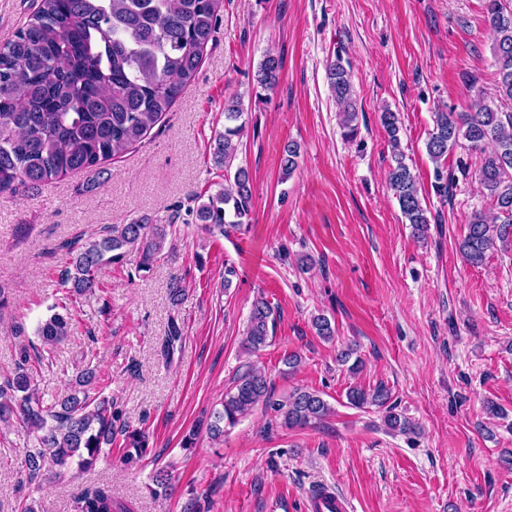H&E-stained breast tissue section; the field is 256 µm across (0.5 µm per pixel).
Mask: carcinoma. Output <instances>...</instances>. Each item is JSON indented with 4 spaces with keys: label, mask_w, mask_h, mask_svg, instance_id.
<instances>
[{
    "label": "carcinoma",
    "mask_w": 512,
    "mask_h": 512,
    "mask_svg": "<svg viewBox=\"0 0 512 512\" xmlns=\"http://www.w3.org/2000/svg\"><path fill=\"white\" fill-rule=\"evenodd\" d=\"M220 0H37L33 12L14 38L0 46V195L19 186H35L69 172L97 168L127 152L161 121L184 88L195 79L204 51L219 24ZM493 28L496 66L493 100L479 97L467 112L434 114L426 152L435 164L434 188L443 199L453 186L445 161L462 148L479 153L475 178L493 204V212H476L458 244L462 258L481 265L496 243L512 242V7L505 0H487ZM281 62L265 53L255 84L270 91L279 82ZM329 86L340 108L344 137L358 133L350 67L341 58L330 62ZM240 98L224 104V131L214 137V163L224 169V184L208 195L193 198L190 209L200 231L211 237L227 228L251 223L252 187L247 168L236 164L245 131ZM381 124L391 147L389 188L405 220L417 237L425 236L431 219L419 194L416 176L405 163L400 146V121L386 108ZM300 149L290 142L283 148L282 173L298 166ZM173 224H154L144 217L128 224H105L88 238L76 237L61 249L66 262L58 273L63 297L49 307L37 326L39 344L22 347L14 372L0 382V423L16 419L33 436V448L24 457L31 481L49 471L57 477L89 470L102 448L112 446L116 434L124 437L128 463L141 460L148 436L129 429L118 402L105 395L97 366L85 363L69 383V390L51 401L41 396L33 365L52 363L55 345L68 335L70 305L96 297L104 265L137 259L136 270L150 271L160 259ZM273 310L264 300L251 309L244 348L255 352L266 346ZM183 332L171 322L163 353L171 359ZM349 404L384 410V424L394 432L413 433L415 424L396 412L391 393L379 384L372 389L353 386ZM261 404L273 410L288 427H303L329 412L320 392L297 388L277 399L267 376L249 368L224 393L222 409L213 413L207 429L214 438L224 435L222 423ZM76 512H130L112 498L108 485L89 487L74 497Z\"/></svg>",
    "instance_id": "cac0c4a2"
}]
</instances>
